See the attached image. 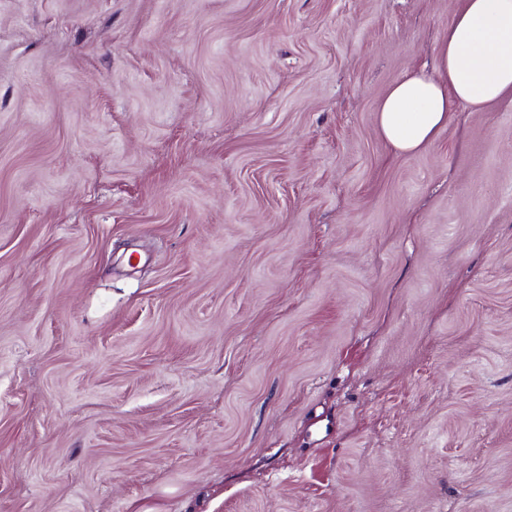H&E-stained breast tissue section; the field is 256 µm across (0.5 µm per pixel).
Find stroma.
<instances>
[{
  "mask_svg": "<svg viewBox=\"0 0 512 512\" xmlns=\"http://www.w3.org/2000/svg\"><path fill=\"white\" fill-rule=\"evenodd\" d=\"M463 0H0V512H512V99L396 155Z\"/></svg>",
  "mask_w": 512,
  "mask_h": 512,
  "instance_id": "1",
  "label": "stroma"
}]
</instances>
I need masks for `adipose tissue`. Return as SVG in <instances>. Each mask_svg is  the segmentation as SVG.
<instances>
[{"label": "adipose tissue", "instance_id": "adipose-tissue-1", "mask_svg": "<svg viewBox=\"0 0 512 512\" xmlns=\"http://www.w3.org/2000/svg\"><path fill=\"white\" fill-rule=\"evenodd\" d=\"M512 97V0H464L433 72L411 70L382 98L376 122L387 147L425 149L459 106L480 112Z\"/></svg>", "mask_w": 512, "mask_h": 512}]
</instances>
